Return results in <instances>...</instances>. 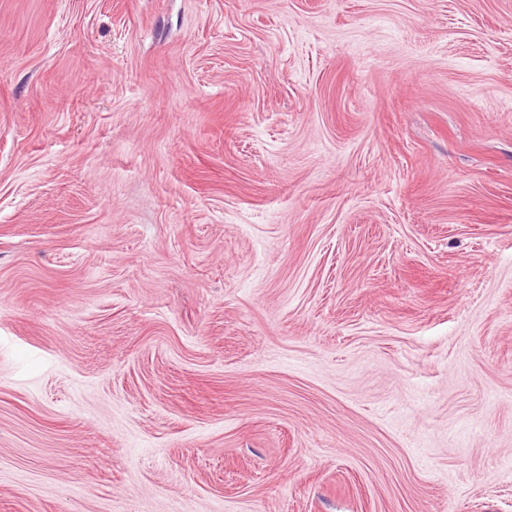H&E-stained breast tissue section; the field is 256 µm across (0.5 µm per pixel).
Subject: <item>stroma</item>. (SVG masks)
<instances>
[{
	"mask_svg": "<svg viewBox=\"0 0 512 512\" xmlns=\"http://www.w3.org/2000/svg\"><path fill=\"white\" fill-rule=\"evenodd\" d=\"M0 512H512V0H0Z\"/></svg>",
	"mask_w": 512,
	"mask_h": 512,
	"instance_id": "stroma-1",
	"label": "stroma"
}]
</instances>
